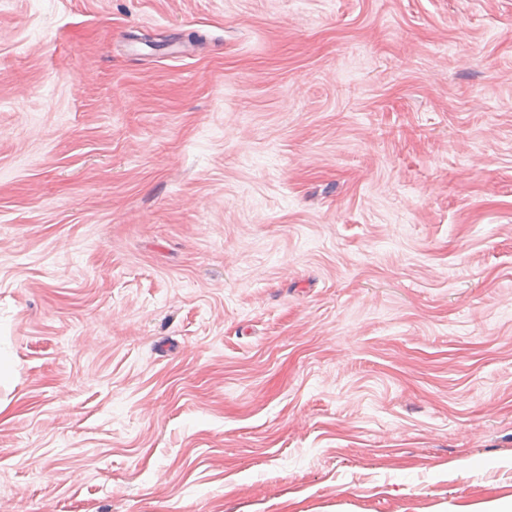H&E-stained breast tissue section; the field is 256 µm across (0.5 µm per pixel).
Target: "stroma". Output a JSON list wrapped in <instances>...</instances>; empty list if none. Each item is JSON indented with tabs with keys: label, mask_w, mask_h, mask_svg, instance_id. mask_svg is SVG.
I'll return each mask as SVG.
<instances>
[{
	"label": "stroma",
	"mask_w": 512,
	"mask_h": 512,
	"mask_svg": "<svg viewBox=\"0 0 512 512\" xmlns=\"http://www.w3.org/2000/svg\"><path fill=\"white\" fill-rule=\"evenodd\" d=\"M0 512L512 495V0H0Z\"/></svg>",
	"instance_id": "stroma-1"
}]
</instances>
